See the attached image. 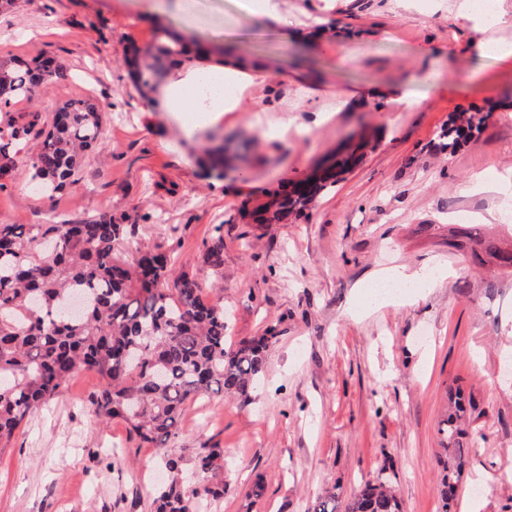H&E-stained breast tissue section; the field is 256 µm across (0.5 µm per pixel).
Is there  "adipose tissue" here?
<instances>
[{
    "label": "adipose tissue",
    "instance_id": "obj_1",
    "mask_svg": "<svg viewBox=\"0 0 512 512\" xmlns=\"http://www.w3.org/2000/svg\"><path fill=\"white\" fill-rule=\"evenodd\" d=\"M262 72V67L255 64L245 69L224 64L201 54L190 44L174 63L158 100L163 111L179 115L186 134L193 136L203 131L200 119L205 114L239 108L241 85L259 78Z\"/></svg>",
    "mask_w": 512,
    "mask_h": 512
}]
</instances>
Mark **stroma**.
Masks as SVG:
<instances>
[{
	"instance_id": "stroma-1",
	"label": "stroma",
	"mask_w": 512,
	"mask_h": 512,
	"mask_svg": "<svg viewBox=\"0 0 512 512\" xmlns=\"http://www.w3.org/2000/svg\"><path fill=\"white\" fill-rule=\"evenodd\" d=\"M458 4L280 0L279 17L256 20L236 0H19L0 13V60L51 56L69 71L37 108L93 99L103 128L65 193H29L19 168L0 190V224L109 211L206 283L204 243L222 225L229 334L271 339L248 400L184 409L173 453L224 450V496L206 512H307L325 489L350 498L385 467L405 512H441L436 425L450 385L472 395L483 435L452 512H512V269L448 246L466 231L512 249L500 218L512 199V62L491 48L512 43V0L492 22ZM159 25L267 68L245 108L214 124L230 146L224 179L204 177L198 139L147 105L122 61ZM401 86L417 105L392 98ZM473 113L480 127L441 150V130ZM347 142L363 157L335 189L288 223L254 222L271 191ZM422 267L444 274L407 303L363 309L376 275ZM98 387L80 373L23 422L0 452V512H150L160 452L96 417ZM258 480L265 494L248 504Z\"/></svg>"
}]
</instances>
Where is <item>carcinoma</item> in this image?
Masks as SVG:
<instances>
[{
  "label": "carcinoma",
  "mask_w": 512,
  "mask_h": 512,
  "mask_svg": "<svg viewBox=\"0 0 512 512\" xmlns=\"http://www.w3.org/2000/svg\"><path fill=\"white\" fill-rule=\"evenodd\" d=\"M184 40L167 30L154 34L146 55L133 44L123 59L136 80L149 85L169 62L183 53ZM67 68L52 58L0 62V178L13 177L19 154L37 142L26 157L31 178L56 192L78 181L88 153L102 139L99 107L89 99L61 102L52 117L41 112H13L31 101ZM475 126L469 118L467 127ZM465 127V128H467ZM465 128L453 123L440 134L441 148L454 149ZM208 175L224 178V147L210 146L212 136L198 135ZM354 159L339 155L304 183L259 206L256 221L280 224L311 208L335 186ZM223 225L205 244L203 260L213 270L224 265ZM135 225L110 213L58 217L48 224H0V452L9 447L22 422L57 396L76 375L93 371L101 380L90 404L104 421L123 419L142 444L163 449L159 463L169 472L156 490L151 512H199L204 500L224 497V484L207 478L224 468V449H195L185 475L184 458L167 448L177 438L182 414L192 400L212 396L248 397L266 364L267 336L227 340L224 287L203 299L205 285L182 273L173 276L171 255L137 249L133 261L123 250ZM448 245L470 252L475 261L485 253L512 268V252L492 240L463 234ZM448 406L437 423L436 458L442 512L456 500L478 434L467 414L472 402L458 388L446 391ZM307 512H404L390 479L368 481L342 502L328 490Z\"/></svg>",
  "instance_id": "1"
}]
</instances>
